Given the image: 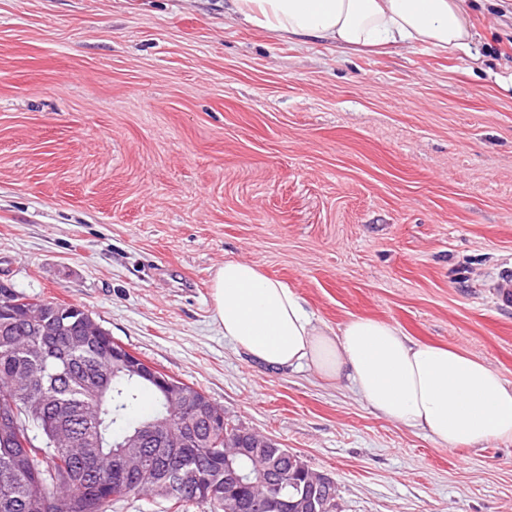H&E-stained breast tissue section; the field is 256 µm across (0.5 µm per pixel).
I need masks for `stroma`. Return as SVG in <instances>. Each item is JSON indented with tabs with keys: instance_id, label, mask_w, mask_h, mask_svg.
Instances as JSON below:
<instances>
[{
	"instance_id": "35a3bbf8",
	"label": "stroma",
	"mask_w": 512,
	"mask_h": 512,
	"mask_svg": "<svg viewBox=\"0 0 512 512\" xmlns=\"http://www.w3.org/2000/svg\"><path fill=\"white\" fill-rule=\"evenodd\" d=\"M470 52L343 51L224 0H0V281L74 303L339 486L336 512H512V441L435 445L309 369L253 360L210 281L255 263L512 383V0Z\"/></svg>"
}]
</instances>
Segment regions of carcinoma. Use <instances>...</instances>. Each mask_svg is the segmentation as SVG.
Wrapping results in <instances>:
<instances>
[{"instance_id":"obj_1","label":"carcinoma","mask_w":512,"mask_h":512,"mask_svg":"<svg viewBox=\"0 0 512 512\" xmlns=\"http://www.w3.org/2000/svg\"><path fill=\"white\" fill-rule=\"evenodd\" d=\"M0 512H34L32 503H47L68 496L84 506L78 512H105L113 497L133 494L155 496L152 486L119 469L93 471L83 459L56 443L54 428L62 426L68 443L81 448L102 435L101 451L117 456L136 427L168 414L169 399L153 385L108 363L112 335L87 330L89 313L79 305L27 295L9 283H0ZM108 372L105 387L99 371ZM30 375L24 390L15 386L17 371ZM155 396L159 409L135 422L126 411L142 393ZM199 444L175 449L178 467L195 476L189 491L173 489L167 499L186 512L206 504L211 512L224 510V448L221 429L206 422L195 424ZM155 459L156 478L171 481L166 467L168 449L146 448ZM246 472L262 471L269 485L244 490L247 495L300 498L305 482L295 464L277 457V449L264 456L246 457L238 463Z\"/></svg>"}]
</instances>
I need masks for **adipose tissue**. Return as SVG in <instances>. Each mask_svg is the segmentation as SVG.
Returning a JSON list of instances; mask_svg holds the SVG:
<instances>
[{
  "label": "adipose tissue",
  "mask_w": 512,
  "mask_h": 512,
  "mask_svg": "<svg viewBox=\"0 0 512 512\" xmlns=\"http://www.w3.org/2000/svg\"><path fill=\"white\" fill-rule=\"evenodd\" d=\"M468 0H229L236 19L288 38L353 50L393 44L468 52ZM224 337L260 362L307 368L351 387L380 417L425 432L439 447L512 440V384L483 360L423 344L394 325L354 318L316 324L306 300L244 260L211 279Z\"/></svg>",
  "instance_id": "ef3b65f1"
}]
</instances>
